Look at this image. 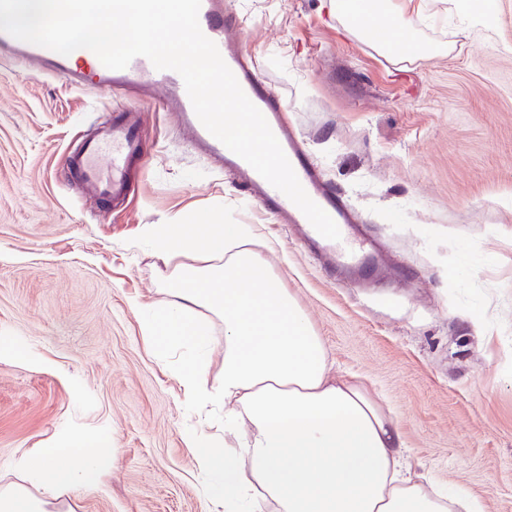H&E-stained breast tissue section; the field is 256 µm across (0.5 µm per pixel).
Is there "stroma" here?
<instances>
[{
  "label": "stroma",
  "instance_id": "1",
  "mask_svg": "<svg viewBox=\"0 0 512 512\" xmlns=\"http://www.w3.org/2000/svg\"><path fill=\"white\" fill-rule=\"evenodd\" d=\"M239 46L287 104L324 179L383 251L384 281H332L294 225L258 206L130 88L148 153L130 200L98 202L61 158L109 115L108 91L0 62V487L24 456L111 439L75 512H224L203 499L183 434L200 418L143 337L177 262L149 229L253 225L262 256L330 361L365 378L410 461L483 512H512V0H428L413 29L438 55L397 63L329 0H225Z\"/></svg>",
  "mask_w": 512,
  "mask_h": 512
}]
</instances>
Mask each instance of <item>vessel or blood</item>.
I'll use <instances>...</instances> for the list:
<instances>
[{"instance_id":"1","label":"vessel or blood","mask_w":512,"mask_h":512,"mask_svg":"<svg viewBox=\"0 0 512 512\" xmlns=\"http://www.w3.org/2000/svg\"><path fill=\"white\" fill-rule=\"evenodd\" d=\"M199 24L204 35L217 45L247 97L266 118L309 197L337 224L340 240L322 237L282 192L206 130L194 112L178 73L155 69L144 57L134 58L125 69L111 70L87 49L80 48L64 56L18 40L3 31H0V60L27 62L39 69L47 65L65 80L109 91L127 87L161 89L164 93L160 101L162 108L183 116L193 141L207 147L229 172L236 175L241 187L260 208L285 215L289 223L303 225L306 239L326 249L339 266L363 268L369 252L367 240L354 234L351 229L354 215L338 190L323 181L316 164L289 124L287 104L259 77L252 58L240 51V24L236 16L225 10L222 0H201ZM143 149L140 122L127 117L105 122L100 137L85 142L78 152L66 155L64 164L96 197L118 198L127 191L129 163Z\"/></svg>"}]
</instances>
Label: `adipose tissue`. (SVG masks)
Here are the masks:
<instances>
[{
    "label": "adipose tissue",
    "mask_w": 512,
    "mask_h": 512,
    "mask_svg": "<svg viewBox=\"0 0 512 512\" xmlns=\"http://www.w3.org/2000/svg\"><path fill=\"white\" fill-rule=\"evenodd\" d=\"M371 23L351 21L365 40L392 34L378 48L398 62L439 54L406 23L414 0H382ZM156 257L189 258L144 329L157 356L172 345L213 352L212 318L224 323L223 374L184 360L177 376L188 401L222 411L223 434H184L206 497L224 512H477L464 495L426 488L405 476L399 424L359 381L333 373L308 316L256 250L249 224H157ZM67 454V465L57 462ZM111 439L85 437L73 448H46L27 460L32 487L0 488V512H48L50 499L94 483Z\"/></svg>",
    "instance_id": "1"
}]
</instances>
